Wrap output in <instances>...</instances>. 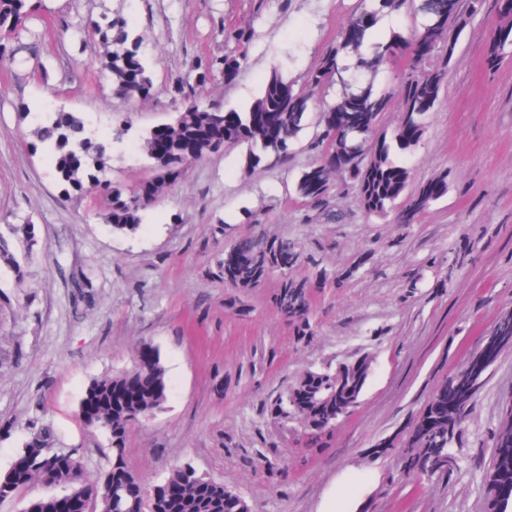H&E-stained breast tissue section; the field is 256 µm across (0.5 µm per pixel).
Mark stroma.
Returning <instances> with one entry per match:
<instances>
[{
  "label": "stroma",
  "mask_w": 512,
  "mask_h": 512,
  "mask_svg": "<svg viewBox=\"0 0 512 512\" xmlns=\"http://www.w3.org/2000/svg\"><path fill=\"white\" fill-rule=\"evenodd\" d=\"M359 0H42L25 27L38 48L24 63L0 61V238L28 225L32 247L0 258V473L24 443L45 432L61 451L79 448L88 477L107 467L108 434L86 426L79 403L92 380L130 369L137 348L159 349L167 400L130 424L124 459L146 485L176 466L237 491L251 512H485L482 476L493 434L512 406V346L501 349L464 419L452 475L401 477L404 436L436 386L482 349L512 312V53L490 65L489 32L512 27L483 0L456 46L421 144L394 153L408 191L447 175L448 192L416 224L367 216L355 189L328 221L294 191L319 158L313 105L287 156L244 169L225 146L188 166L149 205L139 228L112 231L110 196L65 192L32 148L30 110L65 108L112 140L106 177L127 187L156 171L143 136L169 121V90L201 56L248 53L232 83L198 89L206 103L242 108L273 65L304 84L336 43ZM124 18L143 40L152 94L129 104L112 90L99 41L77 29ZM253 33L246 47L224 32ZM261 234L294 243L289 279L303 284L310 330L276 306L280 275L256 287L224 278V249ZM368 358L359 407L322 433L286 432L279 396L304 371Z\"/></svg>",
  "instance_id": "obj_1"
}]
</instances>
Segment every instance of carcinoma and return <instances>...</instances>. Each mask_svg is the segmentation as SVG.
<instances>
[{"mask_svg": "<svg viewBox=\"0 0 512 512\" xmlns=\"http://www.w3.org/2000/svg\"><path fill=\"white\" fill-rule=\"evenodd\" d=\"M407 0H361L360 11L342 30L336 45L325 53L319 65L307 78L306 87H295L274 66L260 95L242 110H218L202 104L195 98V86L211 80L224 71L239 73L246 56H205L192 64L194 84H177L172 96L177 104L172 120L157 134L148 132L144 149L154 161L156 196H162L170 184L164 171L183 163V151L193 147L196 160L224 149L241 145L247 148L246 167L252 171L262 159L279 160L303 129L312 103L333 86L341 94L326 106L334 111V120L318 123L316 136L321 148L317 163L304 170L295 186L296 194L305 202L322 210L329 220L339 221L342 215L332 209L331 194L341 184L357 190L365 214L369 217L394 216L396 224H413L435 201L448 192V177L438 176L429 181L432 194L418 195L408 207H397L405 193L410 173L391 159V151L413 150L425 132V120L440 97L442 85L452 62L456 42H448L449 54L438 58L428 67L414 55L417 43L426 41L437 46L444 39L448 23L457 16L458 0H418L413 6L417 19L411 39L392 33L386 39H376L373 29L383 12L399 10ZM32 0H0V29H23L32 12ZM87 35L104 46L101 64L109 72L112 89L128 102H137L151 94L153 82L150 64L141 51L142 41L127 20L109 22L106 26L93 22L86 28ZM492 59L496 60L512 48V27L496 28L491 34ZM406 65L401 83L395 92L380 94L373 82L360 77L377 71L384 65ZM399 100L401 124L388 132L379 127V118L388 111L392 98ZM36 145L51 158V172L56 182L68 190L83 191L88 185L99 186L98 174L110 167L112 142L98 140L88 131L84 120L75 112L56 109L46 113L35 124ZM112 207L106 223L112 230L133 233L142 222L146 208L134 189L114 185L109 189ZM291 248L286 240H270L254 235L239 240L224 249V277L238 288L257 285L269 273L279 269L278 255ZM278 305L281 311L298 320L302 333H307V302L304 289L285 278L280 284ZM490 349L474 352L464 369L441 383L443 388L458 391L454 405L430 401L425 415L432 418L433 428L425 435L407 440L403 462L407 473L426 472L450 474L455 469L451 452L460 427L474 396L484 385L486 373L495 351L512 346V312L500 317L488 342ZM154 389L139 400L105 409L112 421V470L126 469L124 462L125 435L136 419L153 415L166 403V369L161 356H156L152 367ZM322 375L321 388L315 398L327 402L336 394L347 401L348 408L359 405L369 376V363L360 359L339 367L323 366L315 369ZM140 373V367L113 376L93 380L86 393H99L112 383ZM161 484H186L187 498L173 508L166 499L159 500L158 512H235V506L226 501L224 484L198 475L190 467H175ZM487 499L512 494V456H493L484 478ZM94 512H146L139 502L127 498L124 483L116 479L112 491L94 499Z\"/></svg>", "mask_w": 512, "mask_h": 512, "instance_id": "obj_1", "label": "carcinoma"}]
</instances>
